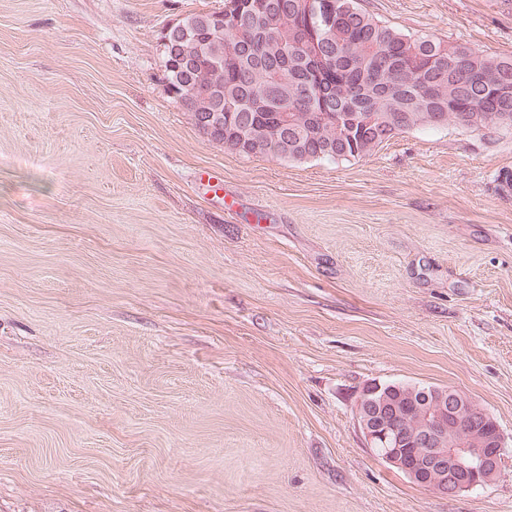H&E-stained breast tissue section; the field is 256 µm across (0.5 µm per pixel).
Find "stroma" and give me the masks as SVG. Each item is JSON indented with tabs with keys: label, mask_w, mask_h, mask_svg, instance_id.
<instances>
[{
	"label": "stroma",
	"mask_w": 512,
	"mask_h": 512,
	"mask_svg": "<svg viewBox=\"0 0 512 512\" xmlns=\"http://www.w3.org/2000/svg\"><path fill=\"white\" fill-rule=\"evenodd\" d=\"M360 5L512 54V0ZM223 8L0 0V512H512V128L224 150L162 66ZM392 382L487 409L501 478L441 497L373 454L355 401Z\"/></svg>",
	"instance_id": "obj_1"
}]
</instances>
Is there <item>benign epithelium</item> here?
I'll return each instance as SVG.
<instances>
[{
	"instance_id": "1",
	"label": "benign epithelium",
	"mask_w": 512,
	"mask_h": 512,
	"mask_svg": "<svg viewBox=\"0 0 512 512\" xmlns=\"http://www.w3.org/2000/svg\"><path fill=\"white\" fill-rule=\"evenodd\" d=\"M395 393L382 384L364 387L355 403V417L366 446L388 465L430 493L456 497L501 475L505 438L500 428L473 448L468 417H490L483 408L454 389L419 390L405 411H416L414 428L406 419H383L380 408Z\"/></svg>"
}]
</instances>
